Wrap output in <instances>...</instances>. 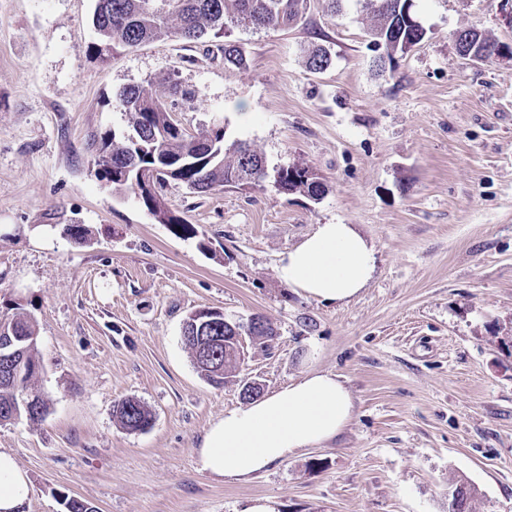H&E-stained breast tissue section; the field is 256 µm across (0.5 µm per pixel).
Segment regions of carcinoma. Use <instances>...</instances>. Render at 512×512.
I'll use <instances>...</instances> for the list:
<instances>
[{
	"label": "carcinoma",
	"instance_id": "obj_1",
	"mask_svg": "<svg viewBox=\"0 0 512 512\" xmlns=\"http://www.w3.org/2000/svg\"><path fill=\"white\" fill-rule=\"evenodd\" d=\"M371 7L367 33L381 42L375 66L385 71L393 66V41L401 38L420 43L425 34L406 24L407 0H362ZM306 0H96L93 26L96 41L91 50L96 59L107 61L118 48H134L153 39L174 33L187 41L211 35L224 39L221 50L224 64L236 68L246 65L247 57L240 44L231 38L230 26L245 25L255 29H282L293 26L302 17ZM332 61L324 46L308 55L310 70L321 72ZM119 101L129 115V131L104 138L95 164L97 174L117 190H132L135 170H148L163 164L157 171V190L139 201L159 224L169 227L177 237L196 234L193 225L172 211L160 193L171 181H177L198 193H208L226 186L256 187L269 181L284 194L299 193L316 202L322 199L321 184L311 176V169L298 164L268 168L265 157L246 142L225 148L224 131L209 129L198 136L187 134L172 118L165 103L142 87H129L119 94ZM0 336L11 337L25 358L24 376L19 384L0 382V408L13 412V419L37 423L41 418L29 415L23 403V389H32L41 365L37 358L36 322L24 313L0 318ZM128 400L119 402L115 417L133 432L151 425V412L142 409L134 416L127 412ZM456 494L448 496V512H474L479 489L464 477L450 483ZM63 512H97L85 508L86 501L67 494L60 495Z\"/></svg>",
	"mask_w": 512,
	"mask_h": 512
}]
</instances>
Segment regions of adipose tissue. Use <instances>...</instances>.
<instances>
[{
	"instance_id": "obj_1",
	"label": "adipose tissue",
	"mask_w": 512,
	"mask_h": 512,
	"mask_svg": "<svg viewBox=\"0 0 512 512\" xmlns=\"http://www.w3.org/2000/svg\"><path fill=\"white\" fill-rule=\"evenodd\" d=\"M375 269L373 246L353 225L320 224L281 254L277 274L288 287L326 303L356 297ZM355 404L337 375L310 371L277 392L225 411L198 450L201 471L248 480L298 451L336 438ZM32 493L12 455L0 452V512H20Z\"/></svg>"
}]
</instances>
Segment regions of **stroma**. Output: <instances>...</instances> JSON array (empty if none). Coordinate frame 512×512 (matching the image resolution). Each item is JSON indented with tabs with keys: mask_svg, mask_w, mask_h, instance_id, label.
I'll list each match as a JSON object with an SVG mask.
<instances>
[{
	"mask_svg": "<svg viewBox=\"0 0 512 512\" xmlns=\"http://www.w3.org/2000/svg\"><path fill=\"white\" fill-rule=\"evenodd\" d=\"M426 30L376 70L360 6L307 0L285 30L233 26L248 65L217 39L168 35L90 51L95 0H0V316L38 328L36 424H0V451L32 483L23 512H62L66 493L98 512H448L464 476L475 512H512V55L466 63L454 34L512 46L504 0H413ZM325 45L331 66L311 71ZM194 90L184 100L171 83ZM151 91L197 134L220 125L269 166L298 163L325 185L314 202L271 186L206 195L170 183L180 238L133 193L94 175L102 138L128 127L117 95ZM80 224L85 241L67 229ZM319 224H351L373 245L362 292L325 305L280 281V255ZM201 308L259 313L277 336L240 375L273 393L303 373L336 374L356 413L323 445L264 475L201 472L197 450L239 386L216 388L181 338ZM152 413L124 429L115 403Z\"/></svg>",
	"mask_w": 512,
	"mask_h": 512,
	"instance_id": "35a3bbf8",
	"label": "stroma"
}]
</instances>
